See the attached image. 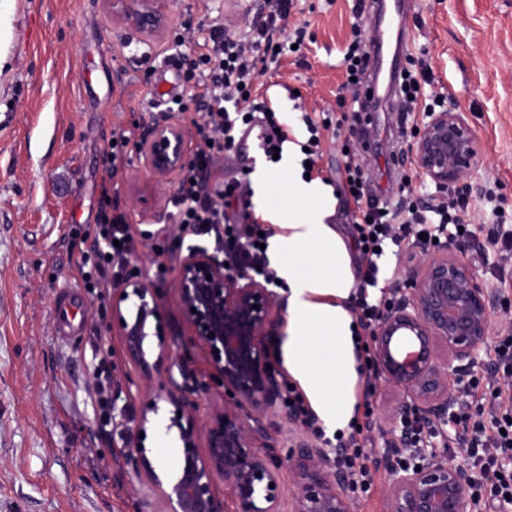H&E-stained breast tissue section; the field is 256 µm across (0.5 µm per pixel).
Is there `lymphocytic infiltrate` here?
<instances>
[{
	"label": "lymphocytic infiltrate",
	"mask_w": 512,
	"mask_h": 512,
	"mask_svg": "<svg viewBox=\"0 0 512 512\" xmlns=\"http://www.w3.org/2000/svg\"><path fill=\"white\" fill-rule=\"evenodd\" d=\"M292 2L265 0L264 22L243 38L226 32L219 20L209 21V41L203 51L193 57H179L184 82L199 90L195 108L173 98L163 102L169 112L194 110L191 124L198 136L193 156L182 168L170 197L178 232L212 238L215 250L223 253L233 267L271 283L276 282L277 275L263 248L268 241L263 226L249 210L248 171H241L239 177L229 181L216 177L214 171L224 154L233 151L238 129L254 120H262L270 131L264 148L266 158H273L276 149L288 141V125L278 119V106L260 97L259 80L276 63L280 52L304 41L306 30L299 26L291 37L280 36ZM344 63V87L350 103L341 115V123H332L326 117L317 121L306 112L298 118L308 133L306 162H314L319 156L322 134H329L334 141L340 139L342 122L357 121L365 107L368 52L362 37H354ZM113 138L114 145L103 155L107 178L97 201L94 233L78 239L82 246L80 285L94 300L103 299L106 291L120 287L132 276L131 258L137 251L129 218L112 195L114 179L132 163L127 150L131 134L121 130ZM359 154V147L349 146L342 190L347 200L345 216L354 226L355 246L361 256L353 313L359 325L365 327L374 321L385 302L384 297H372L370 290L379 284V262L389 248L400 247L406 237L419 235L428 244L436 238L447 244L468 243L474 231L464 225L462 214L469 206L465 195L440 197L421 211L404 198L392 207L365 193ZM494 352L491 378L484 383L476 377L471 380L472 386L482 389L480 399L458 405L448 425L455 441L480 466L484 480L478 486L479 497L512 506V463L505 459L512 451V336L503 337Z\"/></svg>",
	"instance_id": "f902f5d3"
}]
</instances>
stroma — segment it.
Segmentation results:
<instances>
[{
  "mask_svg": "<svg viewBox=\"0 0 512 512\" xmlns=\"http://www.w3.org/2000/svg\"><path fill=\"white\" fill-rule=\"evenodd\" d=\"M263 0H171L170 31L211 14L243 33L260 19ZM355 0H296L292 21L306 23L299 52L283 57L265 81L299 91L305 107L339 117L343 55L355 18ZM409 49L403 59L433 90L468 112L484 150L472 177L466 223L485 240L495 218L485 194L499 199L512 225V0H413L403 21ZM172 42H149L113 22L102 0H0V512H156L158 505L124 463L132 416L154 401L138 370L123 357L111 318L86 303L85 334L56 336L51 310L56 294L77 284L79 254L71 232L93 223L102 177L101 158L114 132L141 134L154 115L141 101L182 85ZM379 117V135H396L394 151L365 153L366 190L397 202L410 182L426 200L433 188L414 169L394 162L413 123ZM119 205L138 233L172 228L169 192H156L141 157L117 177ZM172 241L139 245L132 260L154 288L167 335L185 327L175 290L177 271L154 275L169 263ZM108 364L126 385L116 407L126 417L105 430L89 390L94 373ZM372 415L357 411L370 459L385 448L384 406L397 393L355 388Z\"/></svg>",
  "mask_w": 512,
  "mask_h": 512,
  "instance_id": "obj_1",
  "label": "stroma"
}]
</instances>
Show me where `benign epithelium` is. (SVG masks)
<instances>
[{"label":"benign epithelium","mask_w":512,"mask_h":512,"mask_svg":"<svg viewBox=\"0 0 512 512\" xmlns=\"http://www.w3.org/2000/svg\"><path fill=\"white\" fill-rule=\"evenodd\" d=\"M103 3L113 20L145 38L166 37L170 0ZM138 150L159 190L188 161L182 125L168 119L144 130ZM482 156L467 113L456 106L430 113L408 149L413 169L443 190L471 177ZM176 289L187 331L178 343L151 329L160 307L142 278L127 280L112 307L125 359L149 389L167 374L163 400L177 412L167 425L169 432L177 429L184 448L174 477H160L142 438L126 442L125 464L153 491L160 512H224V500L212 490L217 477L230 488L232 512H283V462L255 451L261 441L276 447L274 425L288 428L293 442L288 468L296 491L288 512H354L348 476L329 467L328 453L310 440L285 400V383L269 350L272 333L287 313L285 299L204 247L180 260ZM128 301L133 310L126 314L121 304ZM501 307L495 289L477 276L468 247L411 252L392 301L370 333L377 377L399 393L384 412L389 456L403 451L397 435L401 419L437 424L446 418L479 352L502 331ZM177 346L203 352L206 368L191 375L183 368L177 381L171 372ZM212 389L222 392L224 402L201 426L187 395ZM201 435L206 440L202 453ZM477 482L469 465L448 460L446 448H434L413 466L391 469L390 512H472Z\"/></svg>","instance_id":"7a95c632"}]
</instances>
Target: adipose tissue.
Wrapping results in <instances>:
<instances>
[{
    "mask_svg": "<svg viewBox=\"0 0 512 512\" xmlns=\"http://www.w3.org/2000/svg\"><path fill=\"white\" fill-rule=\"evenodd\" d=\"M298 160L293 144L278 167L257 160L253 184L266 201L263 215L272 226L267 255L288 292L284 366L333 434L352 420L356 405L355 336L347 305L355 277L345 243L325 221L335 200L321 180L303 177ZM281 172L288 175L286 190L295 203L288 210L267 199Z\"/></svg>",
    "mask_w": 512,
    "mask_h": 512,
    "instance_id": "obj_1",
    "label": "adipose tissue"
}]
</instances>
